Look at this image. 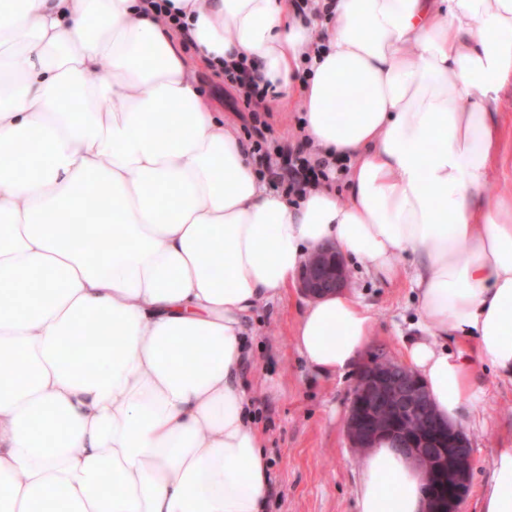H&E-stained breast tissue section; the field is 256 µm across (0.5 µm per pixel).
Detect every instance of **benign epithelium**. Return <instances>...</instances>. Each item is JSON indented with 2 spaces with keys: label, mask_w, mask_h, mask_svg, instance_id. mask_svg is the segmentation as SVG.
Returning <instances> with one entry per match:
<instances>
[{
  "label": "benign epithelium",
  "mask_w": 512,
  "mask_h": 512,
  "mask_svg": "<svg viewBox=\"0 0 512 512\" xmlns=\"http://www.w3.org/2000/svg\"><path fill=\"white\" fill-rule=\"evenodd\" d=\"M301 294L318 299L346 287L341 253L320 247L297 276ZM346 435L365 452L386 442L421 474L423 512H461L471 489L472 447L461 427L435 411L420 376L408 365L379 357L358 373Z\"/></svg>",
  "instance_id": "obj_1"
}]
</instances>
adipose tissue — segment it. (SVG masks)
I'll return each mask as SVG.
<instances>
[{"instance_id": "obj_1", "label": "adipose tissue", "mask_w": 512, "mask_h": 512, "mask_svg": "<svg viewBox=\"0 0 512 512\" xmlns=\"http://www.w3.org/2000/svg\"><path fill=\"white\" fill-rule=\"evenodd\" d=\"M316 2L173 0L188 48L143 0H0V512H262L245 321L328 242L407 276L406 360L440 417L459 422L474 365L512 375V0ZM229 58L271 104L301 99L307 138L350 161L344 193L260 179L199 77ZM374 323L339 292L306 304L296 347L341 374ZM90 326L111 342L72 348ZM420 486L380 444L359 512H421ZM481 496L512 512V448Z\"/></svg>"}]
</instances>
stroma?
<instances>
[{
    "label": "stroma",
    "instance_id": "1",
    "mask_svg": "<svg viewBox=\"0 0 512 512\" xmlns=\"http://www.w3.org/2000/svg\"><path fill=\"white\" fill-rule=\"evenodd\" d=\"M200 80L213 111L246 134L252 124L226 93L223 78L204 71ZM300 117L296 104L286 112L270 110L262 134L272 144L301 146ZM347 271L348 290L356 292L375 317L361 360L378 352L403 360L407 344L421 333L407 279L382 281L357 265ZM305 304L298 288L289 287L280 300L256 310L247 324L244 378L254 397L255 425L268 462L266 512H358L364 456L350 448L345 434L357 376L321 375L299 355L293 331ZM476 380V398L461 421L475 461L463 512H481L480 490L492 477L493 452L512 447V380L487 369L477 370Z\"/></svg>",
    "mask_w": 512,
    "mask_h": 512
}]
</instances>
